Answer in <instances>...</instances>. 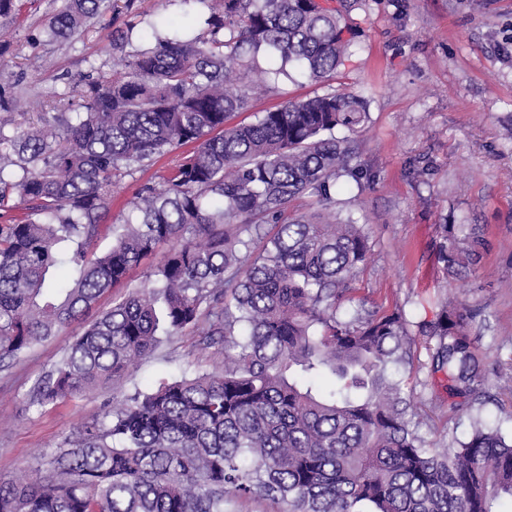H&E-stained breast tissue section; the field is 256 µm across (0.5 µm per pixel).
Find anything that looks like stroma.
I'll list each match as a JSON object with an SVG mask.
<instances>
[{
  "mask_svg": "<svg viewBox=\"0 0 512 512\" xmlns=\"http://www.w3.org/2000/svg\"><path fill=\"white\" fill-rule=\"evenodd\" d=\"M55 0H37L17 22L0 24V87L22 83L17 109L37 112L64 95L75 111L82 80L119 71L126 53L153 43L151 22L174 32L202 10L198 0H134L114 16L113 28L131 30L122 49L85 33L68 43L49 41L46 25ZM354 46L325 85L294 73L277 94L253 98L244 122L283 99L323 93L326 87L371 97L370 121L354 133L353 163L373 180L336 189V210L364 224L371 252L354 286L367 309L405 312L411 322L433 320L437 299L477 309L471 336L491 359H512V0H361L348 16ZM170 158L131 177L112 193L106 220L121 222L146 182L158 181ZM478 226L487 243L476 266L446 276L438 261L442 227ZM82 325L64 329L19 362L0 369V480L30 469L77 428L102 421L111 399L146 390L185 369L221 367L223 354H200L194 337L161 345L116 385L64 401L30 403L38 380L64 355ZM399 374L418 411L426 442L472 432L475 413L449 412L444 374H432L423 344L412 347ZM505 380L489 377L478 414L512 433V395Z\"/></svg>",
  "mask_w": 512,
  "mask_h": 512,
  "instance_id": "stroma-1",
  "label": "stroma"
}]
</instances>
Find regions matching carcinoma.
Listing matches in <instances>:
<instances>
[{"label":"carcinoma","instance_id":"cac0c4a2","mask_svg":"<svg viewBox=\"0 0 512 512\" xmlns=\"http://www.w3.org/2000/svg\"><path fill=\"white\" fill-rule=\"evenodd\" d=\"M48 21L66 42L116 0H60ZM196 34L154 31L99 76L79 112H39L0 126V362L84 320L159 245L167 261L88 323L36 386L44 406L119 381L161 343L188 332L224 367L195 371L121 400L65 437L36 466L0 483V512H224L234 498L284 512H500L512 500V438L473 419L468 440L429 444L398 367L411 355L405 314L369 310L351 283L371 245L334 211L342 178L359 181L345 129L369 121V97L333 87L226 126L256 91L298 69L334 79L353 45V0H197ZM28 0H0V20ZM135 216L106 224L112 187L164 156ZM316 199L308 212L291 209ZM112 247L95 255L103 234ZM473 228L441 245L446 274L475 264ZM53 269H64L59 280ZM478 311L441 303L419 325L448 408L482 403L488 364L471 336Z\"/></svg>","mask_w":512,"mask_h":512}]
</instances>
